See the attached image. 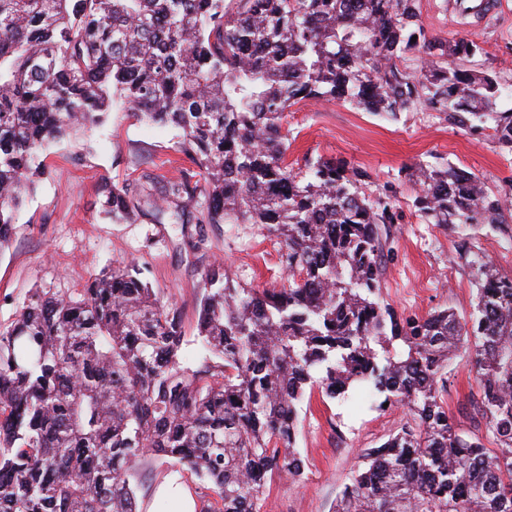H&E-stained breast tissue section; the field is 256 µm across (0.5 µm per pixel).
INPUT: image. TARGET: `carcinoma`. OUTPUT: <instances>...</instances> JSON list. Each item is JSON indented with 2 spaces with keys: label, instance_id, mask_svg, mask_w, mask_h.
Listing matches in <instances>:
<instances>
[{
  "label": "carcinoma",
  "instance_id": "cac0c4a2",
  "mask_svg": "<svg viewBox=\"0 0 512 512\" xmlns=\"http://www.w3.org/2000/svg\"><path fill=\"white\" fill-rule=\"evenodd\" d=\"M417 2L0 0V249L40 158L122 108L179 132L209 183L205 223L263 225L288 271L282 288L205 274L194 366L179 313L132 264L76 296L35 291L0 331V512H140L134 464L154 457L199 481V512H261L272 475H302L306 391L359 386L415 425L366 450L335 512H512V279L478 265L468 320L397 317L381 297L396 189L372 201L339 160L285 162L284 114L306 101L438 112L512 151V111L497 110L512 86L461 67L481 46L432 36ZM406 176L426 221L512 223L473 173ZM102 207L125 219L127 190ZM467 345L483 437L445 400Z\"/></svg>",
  "mask_w": 512,
  "mask_h": 512
}]
</instances>
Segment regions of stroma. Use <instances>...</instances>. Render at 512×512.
<instances>
[{"mask_svg":"<svg viewBox=\"0 0 512 512\" xmlns=\"http://www.w3.org/2000/svg\"><path fill=\"white\" fill-rule=\"evenodd\" d=\"M429 32L448 40L477 42L479 69L512 82V0H496L484 18L464 17L445 0H419ZM286 161L303 166L308 157H333L362 171L365 195L385 182L398 183L401 219L390 228L384 302L398 314L425 316L444 307L468 317L475 301L476 262L512 276L511 224L425 223L412 202L417 185L401 177L415 162L447 163L476 174L486 189L512 198V153L501 149L492 130L472 134L434 112L415 110L389 121L347 104L302 102L286 112ZM176 130L112 112L91 132L54 146L43 158L46 174L15 215L12 239L0 250V330L8 327L33 289L77 294L104 268L135 262L144 280L183 320V355L198 363L196 303L202 279L213 264L236 285L278 287L287 280L278 239L258 224H207L199 219L209 187L179 150ZM188 178L193 196L168 189ZM126 186L133 210L115 223L100 209L108 187ZM467 257H459V245ZM477 391L468 354L448 365V412L471 427L463 412ZM368 391L347 400L313 392L299 411L296 448L304 463L301 481L273 479L262 512H333L338 493L366 449L378 447L405 423L399 409H378ZM174 462L153 461L138 471L137 495L144 512H167L157 493L165 478L183 477Z\"/></svg>","mask_w":512,"mask_h":512,"instance_id":"35a3bbf8","label":"stroma"}]
</instances>
